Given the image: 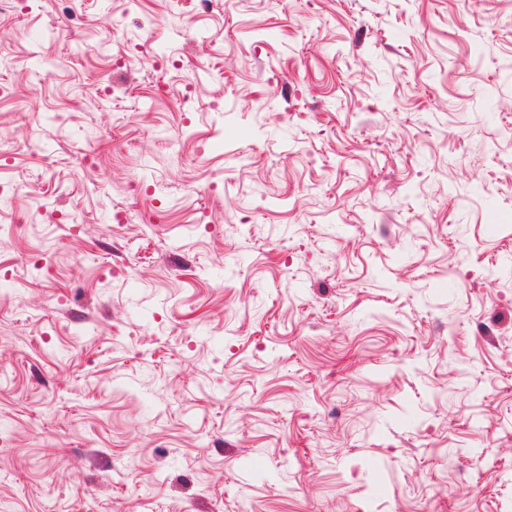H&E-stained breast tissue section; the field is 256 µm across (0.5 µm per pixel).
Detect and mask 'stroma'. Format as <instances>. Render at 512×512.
I'll list each match as a JSON object with an SVG mask.
<instances>
[{
	"instance_id": "1",
	"label": "stroma",
	"mask_w": 512,
	"mask_h": 512,
	"mask_svg": "<svg viewBox=\"0 0 512 512\" xmlns=\"http://www.w3.org/2000/svg\"><path fill=\"white\" fill-rule=\"evenodd\" d=\"M508 255L512 0L0 11V512H512Z\"/></svg>"
}]
</instances>
